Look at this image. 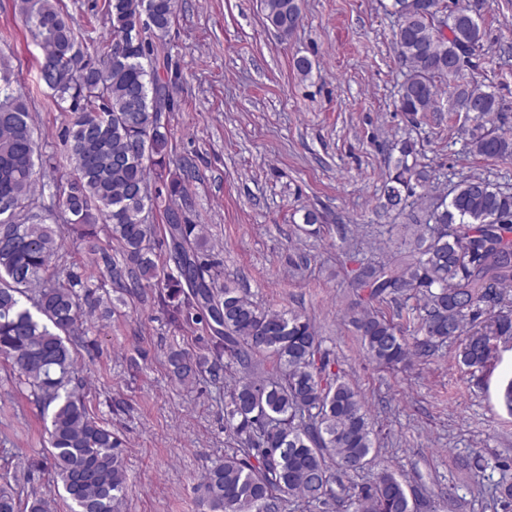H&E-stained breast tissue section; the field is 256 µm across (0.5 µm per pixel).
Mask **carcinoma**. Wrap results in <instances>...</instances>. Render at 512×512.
<instances>
[{
    "label": "carcinoma",
    "mask_w": 512,
    "mask_h": 512,
    "mask_svg": "<svg viewBox=\"0 0 512 512\" xmlns=\"http://www.w3.org/2000/svg\"><path fill=\"white\" fill-rule=\"evenodd\" d=\"M58 0H16L26 29L41 51L39 83L67 112L61 132L70 172L65 180L38 184V138L29 93L14 69L0 61V356L11 362L17 383L43 413L52 459L51 481L70 512H117L127 492L122 442L88 408L81 392L74 345L83 341V306L97 308L99 282L119 290L163 284L161 304L174 322L214 321L221 329L206 349L232 358L241 369L225 401L224 429L240 444L207 468L197 486L208 512H279L282 496L299 494L325 510L353 498L356 512H414L405 484L385 471L356 488L345 478L374 448L375 431L361 394L335 371L311 323L298 314L264 310L240 289L217 286L214 262L204 251L202 225L170 202L185 197L189 160H175L163 113L176 101L179 79L165 48L176 0H103L107 38L96 55L65 19ZM266 19L290 35L301 0H263ZM393 39L407 67L399 108L428 112L438 82H453L460 112L481 120L461 128L468 152L512 160V130L495 124L500 102L484 85L460 72L448 77L458 53L483 50L485 30L459 0H394ZM398 151L382 187L381 209L402 212L415 197L393 259L353 270L357 298L350 320L367 359L380 368L425 357L451 338L460 339L458 362L483 371L496 342L512 339V310L493 308L512 288V192L479 176L457 182L448 195L428 197L431 174L417 164L416 143ZM50 196L84 230L94 269L59 264L63 247ZM163 210L164 236L150 220ZM102 225L108 241L98 238ZM168 261L159 265L157 249ZM397 296L423 301L409 346L377 304ZM273 359L257 371L256 357ZM173 379L193 382L207 357L172 350ZM0 512H49L34 496L21 500L9 474L0 476Z\"/></svg>",
    "instance_id": "obj_1"
}]
</instances>
